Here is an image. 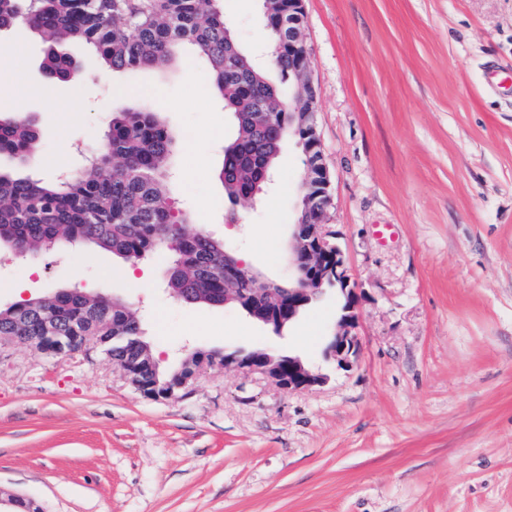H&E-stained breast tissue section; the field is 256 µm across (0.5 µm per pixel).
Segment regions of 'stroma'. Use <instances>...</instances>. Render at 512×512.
<instances>
[{
    "instance_id": "stroma-1",
    "label": "stroma",
    "mask_w": 512,
    "mask_h": 512,
    "mask_svg": "<svg viewBox=\"0 0 512 512\" xmlns=\"http://www.w3.org/2000/svg\"><path fill=\"white\" fill-rule=\"evenodd\" d=\"M268 64L261 0H217ZM304 39L331 173L330 228L355 285L359 356L325 349L345 298L329 289L280 332L163 288L169 258L129 265L92 244L0 247V309L79 288L137 308L161 366L186 351L266 350L324 384L284 391L215 367L168 399L101 348H0V494L41 512H512V0H305ZM77 80L42 75L31 29L0 35V116L35 124L38 177L76 173L109 111L143 103L177 138L175 206L273 282L303 179L285 139L262 202L219 179L235 125L193 49L114 75L84 44ZM394 235L381 239L376 226Z\"/></svg>"
}]
</instances>
